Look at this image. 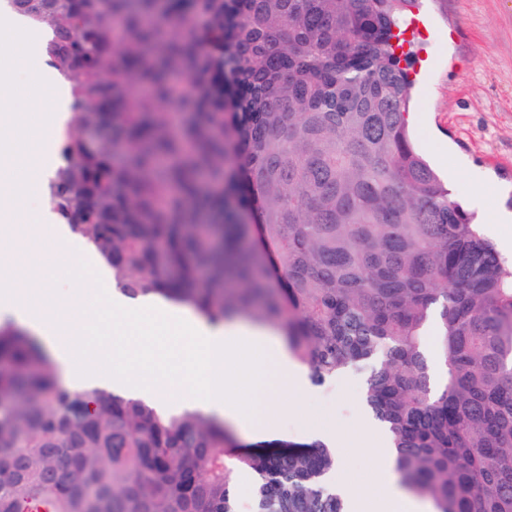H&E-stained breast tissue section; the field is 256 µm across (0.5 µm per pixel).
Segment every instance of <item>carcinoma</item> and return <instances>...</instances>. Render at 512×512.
Returning a JSON list of instances; mask_svg holds the SVG:
<instances>
[{
    "label": "carcinoma",
    "instance_id": "carcinoma-1",
    "mask_svg": "<svg viewBox=\"0 0 512 512\" xmlns=\"http://www.w3.org/2000/svg\"><path fill=\"white\" fill-rule=\"evenodd\" d=\"M413 2L0 0L50 29L71 119L48 205L117 290L272 325L315 386L368 370L409 492L512 512V274L411 145ZM336 465L68 388L0 320V512H242V475L248 512H344Z\"/></svg>",
    "mask_w": 512,
    "mask_h": 512
}]
</instances>
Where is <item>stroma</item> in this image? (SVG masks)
<instances>
[{"instance_id": "obj_1", "label": "stroma", "mask_w": 512, "mask_h": 512, "mask_svg": "<svg viewBox=\"0 0 512 512\" xmlns=\"http://www.w3.org/2000/svg\"><path fill=\"white\" fill-rule=\"evenodd\" d=\"M420 31L418 71L411 117L417 150L441 177L451 197L470 205L476 189H483L487 207L475 210L482 235L498 241L512 235V222L501 233L491 230L490 216L512 208V0H419L415 11ZM21 26L0 11V45L17 52L23 61L15 70V109L36 111L27 71H48L42 40L21 39ZM98 271V289L117 290L112 277L86 245H79L64 293L92 298L91 271ZM365 386L358 371H347L302 395L282 397L280 421L290 439L301 440L302 428L291 423L292 406H300L315 422L330 421L336 430L351 434L356 427V404ZM379 451L374 445L351 443L342 452L338 473L349 481L372 485L382 477Z\"/></svg>"}]
</instances>
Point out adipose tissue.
Returning <instances> with one entry per match:
<instances>
[{"instance_id":"ef3b65f1","label":"adipose tissue","mask_w":512,"mask_h":512,"mask_svg":"<svg viewBox=\"0 0 512 512\" xmlns=\"http://www.w3.org/2000/svg\"><path fill=\"white\" fill-rule=\"evenodd\" d=\"M59 89L41 84L39 109L11 112L6 135L0 136V245L11 251L0 275V311L36 334L64 377L78 385L102 381L101 368L111 365L112 382L140 397L166 404L164 391L192 376L200 393L192 408L224 420L251 441L276 433L274 400L285 393H304L305 368L292 357L287 342L270 327L236 319L213 326L185 317L187 345L155 335L143 356L175 362L180 372L132 373L128 366L109 364L108 352L97 342L91 319L98 309L78 299H64L58 282L66 271L68 253L41 249L44 239L61 240L60 225L43 223L29 208L42 184V144L60 124ZM82 344H74V337ZM351 512H433L430 501L413 497L397 483L379 488L343 485Z\"/></svg>"}]
</instances>
